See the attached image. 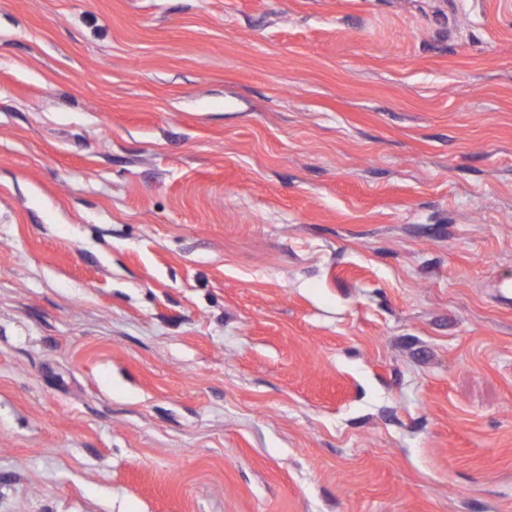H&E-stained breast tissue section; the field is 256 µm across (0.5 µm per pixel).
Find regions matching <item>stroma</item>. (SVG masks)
I'll return each mask as SVG.
<instances>
[{
  "mask_svg": "<svg viewBox=\"0 0 512 512\" xmlns=\"http://www.w3.org/2000/svg\"><path fill=\"white\" fill-rule=\"evenodd\" d=\"M512 0H0V512H512Z\"/></svg>",
  "mask_w": 512,
  "mask_h": 512,
  "instance_id": "35a3bbf8",
  "label": "stroma"
}]
</instances>
